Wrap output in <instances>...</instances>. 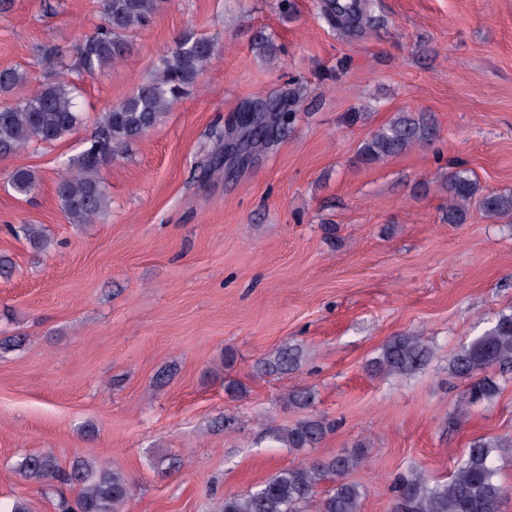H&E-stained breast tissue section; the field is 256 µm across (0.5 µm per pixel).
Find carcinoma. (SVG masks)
I'll return each mask as SVG.
<instances>
[{"label": "carcinoma", "instance_id": "1", "mask_svg": "<svg viewBox=\"0 0 512 512\" xmlns=\"http://www.w3.org/2000/svg\"><path fill=\"white\" fill-rule=\"evenodd\" d=\"M160 5L161 0H102L103 23L80 46L78 64L70 66L66 52L54 51L58 77L33 92L27 90L30 77L26 71L0 70V94L12 98L0 107V156L56 143L81 125L78 87L69 79L70 69L93 75L115 64L127 53L128 35L147 23ZM215 56L212 41L188 36L159 58L154 74L136 92L100 113L84 148L64 162V174L57 185V198L69 223L92 224L108 211L110 198L99 177L101 168L123 156L133 141L162 122ZM295 107L293 99L249 102L244 111L259 113L260 129L255 132L249 126H239L233 144L248 154L269 142L292 120ZM436 134L426 115L401 112L364 143L360 157L373 163L427 143ZM8 183L17 195L27 197L37 189L38 177L33 170L21 167L10 173ZM446 189L450 224L463 223L472 203L489 218L512 216V195L484 191L466 169L448 173ZM12 232L40 250L48 246L43 231L33 224H22ZM431 356L421 337L404 334L387 342L372 367L386 375H409L421 370ZM267 365L277 371L292 370L297 357L282 348ZM494 368L512 369V311L501 313L453 358V374L469 378L471 383L457 400L452 420H468L474 407L497 396L499 384L485 374ZM329 429L324 421L308 418L287 428L269 427L264 438L301 450L315 447ZM511 454L509 438L478 439L455 458L448 479L433 484L414 479L399 485L392 512H501L507 490L499 480L500 462ZM364 464V455L356 451L330 459L305 458L294 467L279 470L254 491L224 496L218 512H305L317 485L329 476L333 487L322 499L320 512H360L364 491L346 476ZM15 472L44 491L79 487L75 498L60 497L59 512H118L132 492L129 479L119 470L83 460L63 469L50 452L23 455L15 463Z\"/></svg>", "mask_w": 512, "mask_h": 512}]
</instances>
